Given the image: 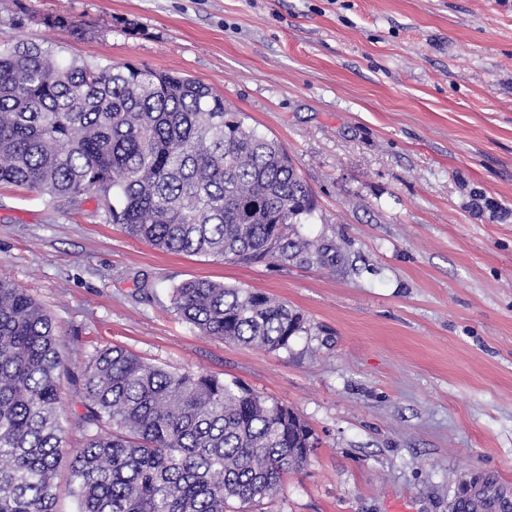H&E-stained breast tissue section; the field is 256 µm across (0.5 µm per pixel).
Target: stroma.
Segmentation results:
<instances>
[{
    "label": "stroma",
    "mask_w": 512,
    "mask_h": 512,
    "mask_svg": "<svg viewBox=\"0 0 512 512\" xmlns=\"http://www.w3.org/2000/svg\"><path fill=\"white\" fill-rule=\"evenodd\" d=\"M19 39L208 84L284 146L317 200L302 233L346 256L163 252L95 197L0 185V277L48 310L72 372L116 345L292 408L320 443L263 512H448L482 471L512 488V0H0V46ZM192 277L308 331L275 352L202 336L171 305Z\"/></svg>",
    "instance_id": "35a3bbf8"
}]
</instances>
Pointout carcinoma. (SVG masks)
Masks as SVG:
<instances>
[{
	"label": "carcinoma",
	"instance_id": "1",
	"mask_svg": "<svg viewBox=\"0 0 512 512\" xmlns=\"http://www.w3.org/2000/svg\"><path fill=\"white\" fill-rule=\"evenodd\" d=\"M0 184L53 203L93 192L108 220L164 252L283 267L341 259L300 231L317 204L293 159L212 87L129 63L62 65L21 39L0 48ZM171 301L201 335L244 346L286 350L307 331L287 303L207 278L181 282ZM65 379L83 406V447L68 462L76 512H258L317 446L300 415L239 382L119 346L71 374L51 315L0 278V512H58ZM510 507L512 490L486 472L449 504Z\"/></svg>",
	"mask_w": 512,
	"mask_h": 512
}]
</instances>
